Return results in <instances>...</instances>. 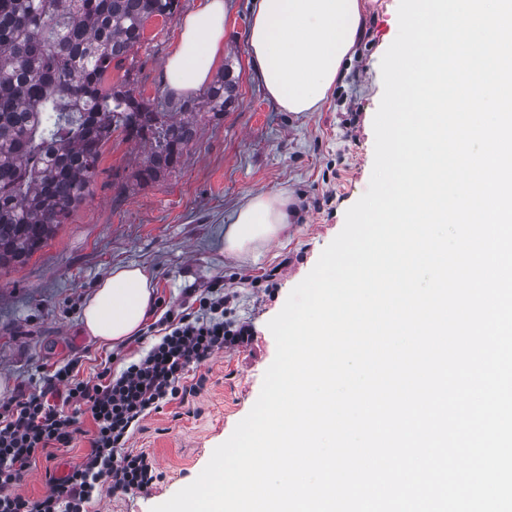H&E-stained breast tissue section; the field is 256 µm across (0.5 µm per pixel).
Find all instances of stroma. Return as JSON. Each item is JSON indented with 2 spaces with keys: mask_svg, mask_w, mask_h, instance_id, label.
Listing matches in <instances>:
<instances>
[{
  "mask_svg": "<svg viewBox=\"0 0 512 512\" xmlns=\"http://www.w3.org/2000/svg\"><path fill=\"white\" fill-rule=\"evenodd\" d=\"M399 0H365V35L343 63L333 90L315 112L282 111L267 96L249 60L251 0H225L224 52L240 76L233 109L202 122L172 173L137 179L147 150L113 136L103 150L92 193L24 265L0 272V402L33 384L39 367L80 359V375L95 376L113 348L89 336L82 311L97 281L117 265L152 273L158 298L179 302L186 288L221 276L275 272L273 287L239 285L236 312L254 338L246 348L217 354L191 371L203 386L135 429L131 448L154 457L161 474L148 492L104 493L92 512H150L194 481L215 447L226 441L256 402L272 363L268 322L344 226L345 213L367 190L374 162L373 118L383 94L380 62L398 34ZM178 37L177 20L150 19L134 59L136 89L166 96L165 59ZM285 192L297 212L288 231L247 257L224 250L234 213L253 195ZM332 195L314 209V198ZM87 440L38 459L17 491L35 500L45 472L67 471Z\"/></svg>",
  "mask_w": 512,
  "mask_h": 512,
  "instance_id": "stroma-1",
  "label": "stroma"
}]
</instances>
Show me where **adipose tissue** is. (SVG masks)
Instances as JSON below:
<instances>
[{"label":"adipose tissue","mask_w":512,"mask_h":512,"mask_svg":"<svg viewBox=\"0 0 512 512\" xmlns=\"http://www.w3.org/2000/svg\"><path fill=\"white\" fill-rule=\"evenodd\" d=\"M224 0H201L180 24L178 42L162 73L164 86L187 96L204 87L224 52ZM362 23L361 0H253L248 29L252 68L286 112H314L352 58ZM285 194L261 193L242 205L224 236L241 255L277 238L289 224ZM156 298L152 274L135 265L113 267L83 310L84 328L102 343L137 335Z\"/></svg>","instance_id":"obj_1"}]
</instances>
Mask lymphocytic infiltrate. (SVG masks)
Here are the masks:
<instances>
[{"mask_svg":"<svg viewBox=\"0 0 512 512\" xmlns=\"http://www.w3.org/2000/svg\"><path fill=\"white\" fill-rule=\"evenodd\" d=\"M233 298L219 279L189 289L160 318L154 343L138 336L147 346L138 361L118 372L104 364L91 380L81 377L78 360L46 365L38 386L0 403V512H88L103 492L147 490L159 474L148 453L131 449L133 432L150 414L185 400L190 370L250 344V322L230 315ZM83 435L88 452L67 474L48 475L44 495L16 493L39 456Z\"/></svg>","mask_w":512,"mask_h":512,"instance_id":"obj_1","label":"lymphocytic infiltrate"}]
</instances>
